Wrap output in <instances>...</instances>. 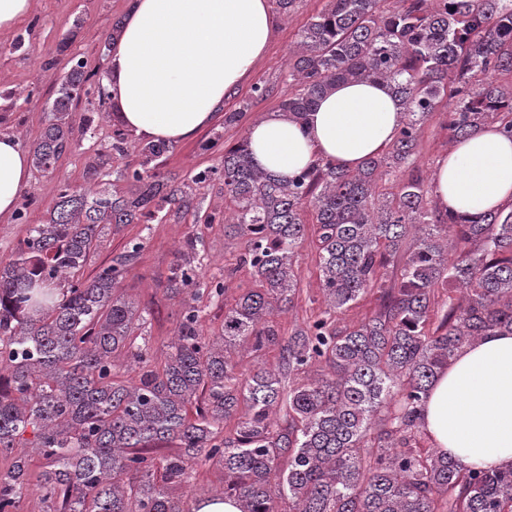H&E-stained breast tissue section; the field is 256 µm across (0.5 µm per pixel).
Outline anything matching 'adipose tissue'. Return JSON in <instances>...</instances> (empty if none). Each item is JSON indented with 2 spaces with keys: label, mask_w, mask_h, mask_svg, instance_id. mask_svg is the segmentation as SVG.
Instances as JSON below:
<instances>
[{
  "label": "adipose tissue",
  "mask_w": 512,
  "mask_h": 512,
  "mask_svg": "<svg viewBox=\"0 0 512 512\" xmlns=\"http://www.w3.org/2000/svg\"><path fill=\"white\" fill-rule=\"evenodd\" d=\"M274 26L270 0H130L103 76L116 125L147 142L194 140L267 54ZM402 120L387 83L345 82L305 120L266 113L247 139L255 164L285 180L319 165L358 169L390 147ZM31 170L18 139L0 134V219ZM433 196L444 215L512 208V137L494 125L457 140L436 162ZM421 424L442 454L477 468L512 464V332L458 352L430 388Z\"/></svg>",
  "instance_id": "obj_1"
}]
</instances>
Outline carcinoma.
<instances>
[{
    "label": "carcinoma",
    "mask_w": 512,
    "mask_h": 512,
    "mask_svg": "<svg viewBox=\"0 0 512 512\" xmlns=\"http://www.w3.org/2000/svg\"><path fill=\"white\" fill-rule=\"evenodd\" d=\"M327 0L300 30L288 59L297 93L279 111L298 120L338 82L383 81L404 108L388 151L356 171L329 165L288 180L266 174L247 141L188 180L158 172L164 143L133 144L128 189L99 180L105 161L88 165L94 186L62 184L43 224H33L11 258L0 259V512H21L37 454L42 501L51 512H184L180 491L195 467L224 469V497L240 512H512V467L479 469L428 447L424 396L463 347L512 330V210L474 218H434L424 178L411 174L391 195L383 178L414 163L424 123L445 93L454 138L488 124L512 136V88L487 79L512 71V0ZM107 100L72 61L31 149L33 166L52 171L74 145L69 112L81 97ZM224 181L235 203L224 228L244 240L243 288L224 312L221 332L202 333L204 283L199 240L186 238L167 277L183 296L164 363L133 353L139 381L121 378L114 357L128 352L146 317L120 292L142 243L91 278L83 270L112 231L193 207L196 191ZM314 213L325 309L288 336L283 362L294 376L286 425L273 426L282 371H237L229 348L254 352L282 341L271 317L295 299L296 247ZM414 244L406 246L407 237ZM399 269L384 280L383 269ZM379 292V309L346 328L336 317ZM457 290L437 316L435 295ZM323 363L327 371L308 375ZM247 411L233 436L224 422ZM30 437H25V434ZM174 443L177 451L156 455Z\"/></svg>",
    "instance_id": "cac0c4a2"
}]
</instances>
